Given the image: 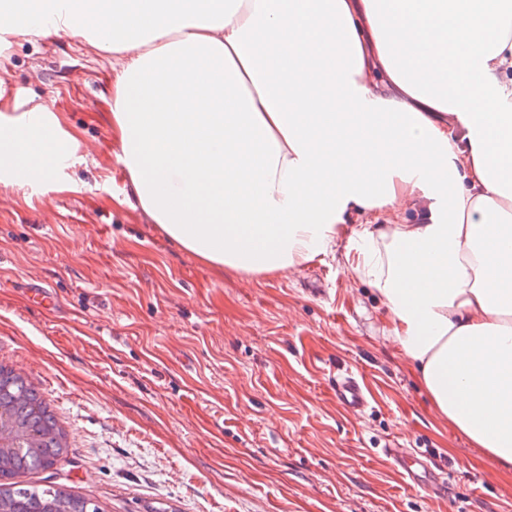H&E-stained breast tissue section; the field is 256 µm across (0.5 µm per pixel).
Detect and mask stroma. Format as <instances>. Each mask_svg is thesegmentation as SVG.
I'll return each instance as SVG.
<instances>
[{
  "instance_id": "stroma-1",
  "label": "stroma",
  "mask_w": 512,
  "mask_h": 512,
  "mask_svg": "<svg viewBox=\"0 0 512 512\" xmlns=\"http://www.w3.org/2000/svg\"><path fill=\"white\" fill-rule=\"evenodd\" d=\"M112 58L0 33V113L59 116L69 188L0 197V364L50 402L70 451L53 482L104 512H512V473L468 446L388 334L342 248L252 278L186 253L129 203L112 138ZM40 284L52 308L31 306ZM361 373L360 414L332 397ZM416 448L451 494L406 484Z\"/></svg>"
}]
</instances>
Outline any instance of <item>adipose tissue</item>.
Segmentation results:
<instances>
[{
    "instance_id": "adipose-tissue-1",
    "label": "adipose tissue",
    "mask_w": 512,
    "mask_h": 512,
    "mask_svg": "<svg viewBox=\"0 0 512 512\" xmlns=\"http://www.w3.org/2000/svg\"><path fill=\"white\" fill-rule=\"evenodd\" d=\"M36 30L112 55L118 160L169 238L254 277L343 243L438 412L512 470V0H0V33ZM70 139L1 112L0 182L60 180Z\"/></svg>"
}]
</instances>
